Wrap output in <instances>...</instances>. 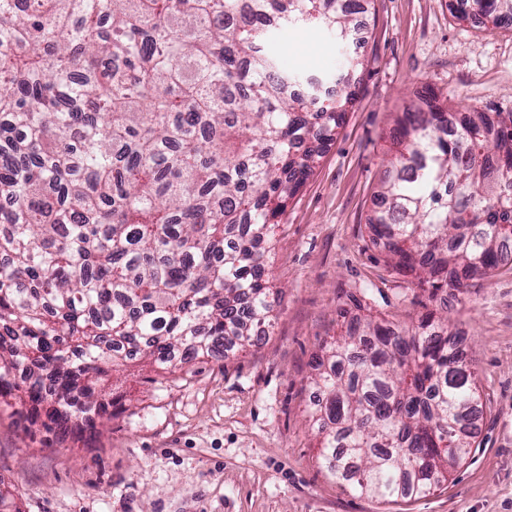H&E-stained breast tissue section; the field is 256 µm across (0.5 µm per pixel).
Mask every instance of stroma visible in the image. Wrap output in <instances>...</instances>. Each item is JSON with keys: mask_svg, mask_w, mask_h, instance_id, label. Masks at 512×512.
<instances>
[{"mask_svg": "<svg viewBox=\"0 0 512 512\" xmlns=\"http://www.w3.org/2000/svg\"><path fill=\"white\" fill-rule=\"evenodd\" d=\"M361 49L325 29H278L290 67L338 69L359 52L356 102L290 200L269 278L281 294L259 345L158 372L140 360L104 377L112 416L89 443L29 436L0 404V478L22 512H512V266L447 303L388 269L368 222L396 120L420 94L459 111L512 112V28L458 19L448 0H366ZM411 324L447 309L476 363L483 412L469 459L425 497L380 503L321 469L308 379L344 332L351 297Z\"/></svg>", "mask_w": 512, "mask_h": 512, "instance_id": "35a3bbf8", "label": "stroma"}]
</instances>
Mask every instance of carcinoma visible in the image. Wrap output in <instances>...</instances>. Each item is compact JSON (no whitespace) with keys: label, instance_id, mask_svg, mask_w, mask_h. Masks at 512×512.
Masks as SVG:
<instances>
[{"label":"carcinoma","instance_id":"cac0c4a2","mask_svg":"<svg viewBox=\"0 0 512 512\" xmlns=\"http://www.w3.org/2000/svg\"><path fill=\"white\" fill-rule=\"evenodd\" d=\"M462 19L512 24V0ZM280 26L346 41L340 0H0V403L57 436L104 405L107 366L224 355L266 334L275 228L354 103L269 48ZM298 84L301 94L290 92ZM407 107L371 220L392 271L429 298L512 246V113ZM321 465L384 501L448 480L480 412L474 361L425 314L352 319L315 359Z\"/></svg>","mask_w":512,"mask_h":512}]
</instances>
